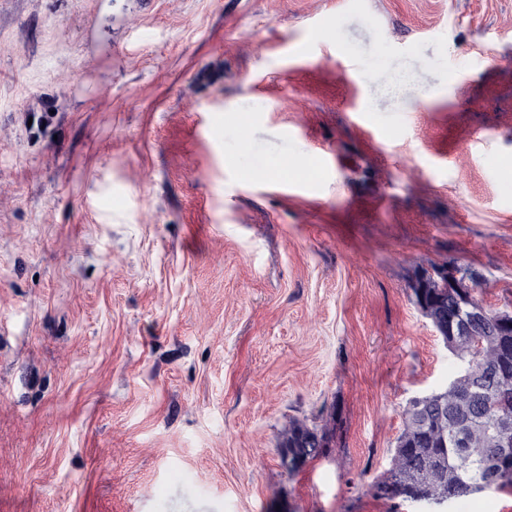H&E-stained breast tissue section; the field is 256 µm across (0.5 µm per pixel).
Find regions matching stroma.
I'll return each instance as SVG.
<instances>
[{
  "label": "stroma",
  "mask_w": 512,
  "mask_h": 512,
  "mask_svg": "<svg viewBox=\"0 0 512 512\" xmlns=\"http://www.w3.org/2000/svg\"><path fill=\"white\" fill-rule=\"evenodd\" d=\"M508 54L512 0H0V512H419L408 281L512 311ZM382 90L391 96H406L412 91V78L401 71H388L375 79ZM328 424L320 429L301 421H291L280 436V462L289 475L297 474L310 460L325 455L328 444Z\"/></svg>",
  "instance_id": "1"
}]
</instances>
